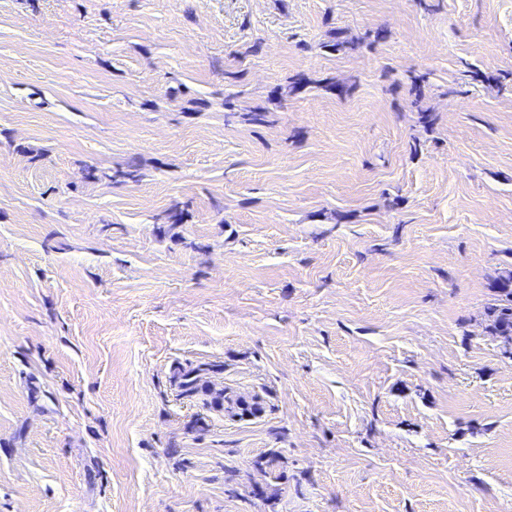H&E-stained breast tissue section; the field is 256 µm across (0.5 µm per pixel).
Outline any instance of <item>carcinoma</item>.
<instances>
[{"mask_svg":"<svg viewBox=\"0 0 512 512\" xmlns=\"http://www.w3.org/2000/svg\"><path fill=\"white\" fill-rule=\"evenodd\" d=\"M495 303L488 307L487 332L501 339L504 354L512 356V274L499 277L494 284ZM219 371L211 363H178L170 368L171 379L177 396L187 400H202L203 405L217 407L233 415L262 412V407L246 400L222 394L214 396L208 389L209 375Z\"/></svg>","mask_w":512,"mask_h":512,"instance_id":"1","label":"carcinoma"}]
</instances>
